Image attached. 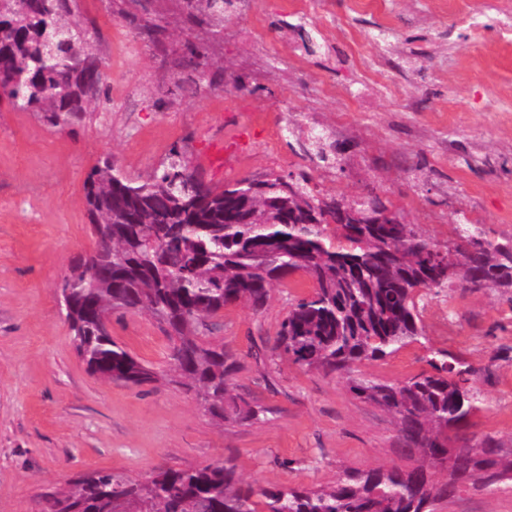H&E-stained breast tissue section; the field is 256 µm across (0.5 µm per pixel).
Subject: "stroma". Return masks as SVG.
Here are the masks:
<instances>
[{
    "mask_svg": "<svg viewBox=\"0 0 512 512\" xmlns=\"http://www.w3.org/2000/svg\"><path fill=\"white\" fill-rule=\"evenodd\" d=\"M289 2L229 0L219 22L183 0H78L106 63L98 108L54 127L0 100V512H39L43 493L102 468L143 478L230 456L247 482L310 487L405 463L390 414L277 355L289 302L312 291L302 275L261 313L224 311L232 387L268 411L252 425H215L180 386L90 375L58 307L72 260L95 246L84 182L107 158L140 180L176 149L219 188L305 174L322 197L378 196L441 245L458 224L512 238V0ZM289 121L299 132L275 137ZM315 127L332 131L336 163L305 156ZM422 320L425 344L361 371L399 382L426 369L428 348L459 356L483 399L475 432L512 449V288L441 291ZM112 337L165 367L149 315L113 314ZM436 512H512V488L465 487Z\"/></svg>",
    "mask_w": 512,
    "mask_h": 512,
    "instance_id": "35a3bbf8",
    "label": "stroma"
}]
</instances>
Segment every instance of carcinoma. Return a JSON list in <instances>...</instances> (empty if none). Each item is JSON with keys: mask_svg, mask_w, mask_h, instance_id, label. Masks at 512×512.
<instances>
[{"mask_svg": "<svg viewBox=\"0 0 512 512\" xmlns=\"http://www.w3.org/2000/svg\"><path fill=\"white\" fill-rule=\"evenodd\" d=\"M184 2L215 18L224 14V0ZM75 8L76 0H0V95L52 126L77 125L97 106L89 76L103 59L92 55ZM310 145L315 158L330 161L335 147L327 136L310 137ZM192 176L177 150L140 182L109 159L88 176V219L103 243L100 276L85 278L84 259L74 260L61 304L88 372L131 387L165 378L194 392L219 424L263 422L262 407L232 393L236 361L208 333L225 308L259 312L274 287L302 272L314 292L289 303L275 350L301 368L346 379L357 398L390 413L413 463L346 469L316 487L249 483L230 458L164 466L144 480L98 470L46 494L41 512H434L463 486L512 480V453L470 431L483 404L471 385L473 367L432 349L429 369L398 383L359 370L424 337L417 287L512 288L511 238L491 240L477 224H458L455 242L441 246L399 219L338 224L339 209L359 210L364 201L320 198L306 176L244 178L204 195ZM116 311L144 312L160 325L170 342L169 374L102 328ZM451 452L452 484L439 467Z\"/></svg>", "mask_w": 512, "mask_h": 512, "instance_id": "1", "label": "carcinoma"}]
</instances>
